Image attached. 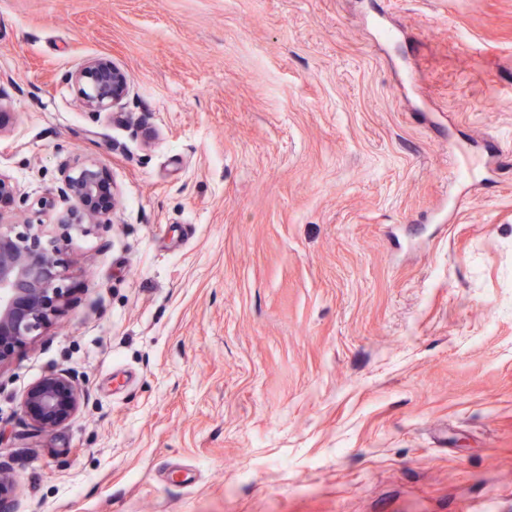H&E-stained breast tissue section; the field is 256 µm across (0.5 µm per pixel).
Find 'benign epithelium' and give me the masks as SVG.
<instances>
[{"mask_svg": "<svg viewBox=\"0 0 512 512\" xmlns=\"http://www.w3.org/2000/svg\"><path fill=\"white\" fill-rule=\"evenodd\" d=\"M87 108L101 112L121 106L129 91L127 74L108 58L89 62L77 75ZM105 190L96 165L67 176L60 191L84 206L64 224L81 226L97 217L95 199ZM61 249L41 241L33 225L24 230L0 229V371L17 349L39 336L68 306L69 288ZM86 400L83 381L66 370L44 376L28 388L21 400L33 435H47L67 425ZM18 476L0 463V512H13Z\"/></svg>", "mask_w": 512, "mask_h": 512, "instance_id": "obj_1", "label": "benign epithelium"}]
</instances>
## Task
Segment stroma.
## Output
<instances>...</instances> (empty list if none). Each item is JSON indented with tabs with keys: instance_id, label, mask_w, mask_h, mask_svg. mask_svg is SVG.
<instances>
[{
	"instance_id": "stroma-1",
	"label": "stroma",
	"mask_w": 512,
	"mask_h": 512,
	"mask_svg": "<svg viewBox=\"0 0 512 512\" xmlns=\"http://www.w3.org/2000/svg\"><path fill=\"white\" fill-rule=\"evenodd\" d=\"M0 110L70 290L0 373L15 512H512V0H0ZM76 81L86 107L98 113L120 107L129 91L127 74L104 57L89 62ZM105 189L95 164L85 166L75 176L68 175L62 187H60V191L78 198L83 203L84 209L62 224L82 226L84 223L93 222L97 217V211L93 208V202ZM86 400L83 381L66 370L44 376L28 388L21 400L24 413L30 418L33 435H47L67 425Z\"/></svg>"
}]
</instances>
